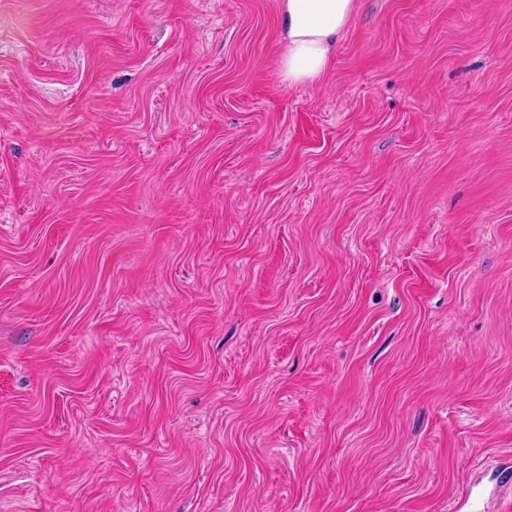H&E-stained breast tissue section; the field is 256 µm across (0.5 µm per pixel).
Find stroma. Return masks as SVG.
<instances>
[{
	"instance_id": "35a3bbf8",
	"label": "stroma",
	"mask_w": 512,
	"mask_h": 512,
	"mask_svg": "<svg viewBox=\"0 0 512 512\" xmlns=\"http://www.w3.org/2000/svg\"><path fill=\"white\" fill-rule=\"evenodd\" d=\"M0 0V512L512 501V0ZM356 11L357 0H280L279 72L288 85L323 77Z\"/></svg>"
}]
</instances>
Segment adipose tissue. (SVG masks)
I'll return each instance as SVG.
<instances>
[{
    "label": "adipose tissue",
    "instance_id": "obj_1",
    "mask_svg": "<svg viewBox=\"0 0 512 512\" xmlns=\"http://www.w3.org/2000/svg\"><path fill=\"white\" fill-rule=\"evenodd\" d=\"M356 11L357 0H280L283 80L291 85L319 81Z\"/></svg>",
    "mask_w": 512,
    "mask_h": 512
}]
</instances>
